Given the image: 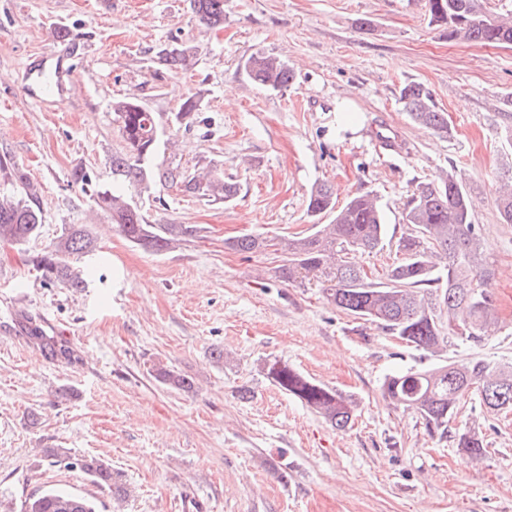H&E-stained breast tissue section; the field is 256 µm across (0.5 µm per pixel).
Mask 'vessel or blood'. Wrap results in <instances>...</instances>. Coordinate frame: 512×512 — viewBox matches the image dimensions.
<instances>
[{
  "instance_id": "obj_1",
  "label": "vessel or blood",
  "mask_w": 512,
  "mask_h": 512,
  "mask_svg": "<svg viewBox=\"0 0 512 512\" xmlns=\"http://www.w3.org/2000/svg\"><path fill=\"white\" fill-rule=\"evenodd\" d=\"M72 54L69 46L56 49L26 69V93L35 106L64 101L69 86L75 82V72L69 63Z\"/></svg>"
}]
</instances>
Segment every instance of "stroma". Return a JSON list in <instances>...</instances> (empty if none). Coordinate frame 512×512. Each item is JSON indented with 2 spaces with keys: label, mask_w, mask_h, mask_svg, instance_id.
Instances as JSON below:
<instances>
[{
  "label": "stroma",
  "mask_w": 512,
  "mask_h": 512,
  "mask_svg": "<svg viewBox=\"0 0 512 512\" xmlns=\"http://www.w3.org/2000/svg\"><path fill=\"white\" fill-rule=\"evenodd\" d=\"M176 38L197 49L192 71L157 59ZM71 41L82 47L76 87L36 107L23 73ZM255 52L289 62L287 90L244 78ZM412 82L447 112L448 138L408 116L400 95ZM124 97L166 123L158 160L188 175L215 166L240 187L226 204L171 184L138 194L148 223L195 230L160 253L126 241L70 180L82 167L111 186L123 146L112 104ZM190 97L193 119L173 125ZM511 121L512 46L448 40L425 0H224L220 29L189 0H0V154L39 185L40 245L83 224L97 246L80 260L94 273L77 291L45 285L28 252L0 244V512H21L45 487L93 496L100 512H512V410L469 395L442 438L382 390L388 374L469 358L512 368V224L495 206L496 186L512 181ZM450 172L466 183L491 270L497 321L477 342L418 349L336 308L317 281L282 282L276 249L244 256L225 245L309 234L315 184H329L340 207L370 192L387 235L357 262L380 279L413 231L408 197ZM120 266L135 278L113 282ZM21 314L68 342L74 362L46 358ZM274 359L350 398V426L332 428L270 383L261 366ZM157 363L193 378V390L161 386ZM464 430L482 439L481 459L458 447ZM47 448L105 461L125 498L51 463Z\"/></svg>",
  "instance_id": "1"
}]
</instances>
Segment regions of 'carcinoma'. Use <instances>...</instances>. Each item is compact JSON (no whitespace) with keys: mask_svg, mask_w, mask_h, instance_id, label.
<instances>
[{"mask_svg":"<svg viewBox=\"0 0 512 512\" xmlns=\"http://www.w3.org/2000/svg\"><path fill=\"white\" fill-rule=\"evenodd\" d=\"M426 7L429 23L442 29L450 41L512 45V22L489 15L483 0H426ZM191 8L200 22L211 27L224 25V0H191ZM195 57L193 47L180 44L162 49L160 55L169 69L182 72L194 67ZM241 71L247 81L267 91H280L294 80L288 62L264 53L245 58ZM400 100L413 121L442 138L450 135L446 113L424 85H406ZM112 109L125 142L124 152L112 157V174L127 189L99 187L83 168L72 171L71 181L91 192L98 208L110 216L129 242L162 252L192 234L180 224H149L134 205L133 193L149 188L155 180L180 182L186 191L216 204L230 202L238 195L239 186L224 180V171L216 167L189 178L151 165L162 132L157 114L132 98L114 102ZM0 176L15 190L12 195H0V243L23 246L39 239L43 218L37 206L38 185L5 154L0 156ZM334 195L325 183L312 188L307 203L310 216L317 219L332 213L334 218L330 224L316 225L309 235L278 242L286 254L279 278L288 283L305 279L332 282L324 292L337 308L375 322L419 349L432 351L453 338L457 321H469L473 330V335L463 340H481L495 310L491 272L484 265L482 241L460 177L449 173L436 183L416 187L404 208V220L416 228V233L399 240L403 258L382 280L370 278L355 262L356 254L377 249L386 237L385 212L378 197L358 194L338 210ZM495 202L502 221L512 224V189L498 192ZM226 245L246 255L266 249L268 240L247 235ZM95 248L86 228L70 224L32 256L31 263L44 283L79 290L87 287V280L74 266L73 258L89 255ZM25 322L28 337L45 356L60 363L73 362L74 351L67 343L47 335L31 317H25ZM262 371L269 381L298 398L333 428L343 430L350 424L353 404L335 390L276 359L265 362ZM152 376L170 389H194L192 378L167 365L155 366ZM383 390L397 404L415 410L430 434L443 437L448 434L457 403L470 392L477 393L492 411L511 409L512 370H494L485 361L472 359L390 375ZM459 445L476 457L485 451L482 441L470 432L459 436ZM43 453L53 463L80 469L93 484L115 496L125 492L120 476L95 459L72 458L60 448H45ZM21 512H99V506L91 496L50 487L25 499Z\"/></svg>","mask_w":512,"mask_h":512,"instance_id":"cac0c4a2","label":"carcinoma"}]
</instances>
